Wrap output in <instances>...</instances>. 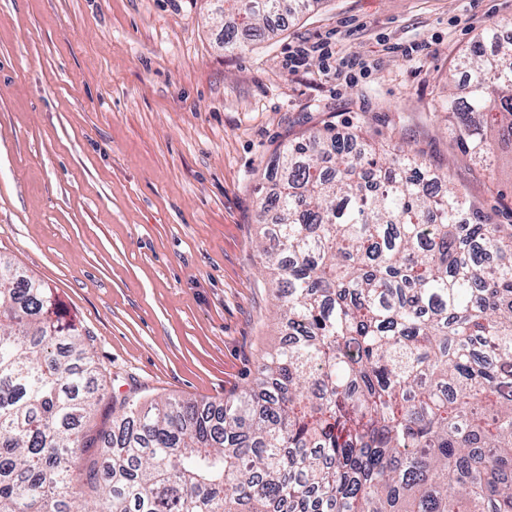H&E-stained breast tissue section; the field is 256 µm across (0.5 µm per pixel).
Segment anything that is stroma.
<instances>
[{
  "instance_id": "1",
  "label": "stroma",
  "mask_w": 512,
  "mask_h": 512,
  "mask_svg": "<svg viewBox=\"0 0 512 512\" xmlns=\"http://www.w3.org/2000/svg\"><path fill=\"white\" fill-rule=\"evenodd\" d=\"M221 6L0 0V256L82 325L112 403L218 404L280 348L258 189L291 139L401 141L512 220V155L487 180L443 121L449 70L512 0H322L233 51Z\"/></svg>"
}]
</instances>
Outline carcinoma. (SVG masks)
I'll return each mask as SVG.
<instances>
[{
  "mask_svg": "<svg viewBox=\"0 0 512 512\" xmlns=\"http://www.w3.org/2000/svg\"><path fill=\"white\" fill-rule=\"evenodd\" d=\"M301 0H224V47ZM500 25L448 82L471 160L512 150V40ZM391 162L326 128L294 140L260 188L261 251L293 339L222 404L109 398L81 325L0 258V512H512V224L424 155ZM99 447L91 466L82 448Z\"/></svg>",
  "mask_w": 512,
  "mask_h": 512,
  "instance_id": "cac0c4a2",
  "label": "carcinoma"
}]
</instances>
